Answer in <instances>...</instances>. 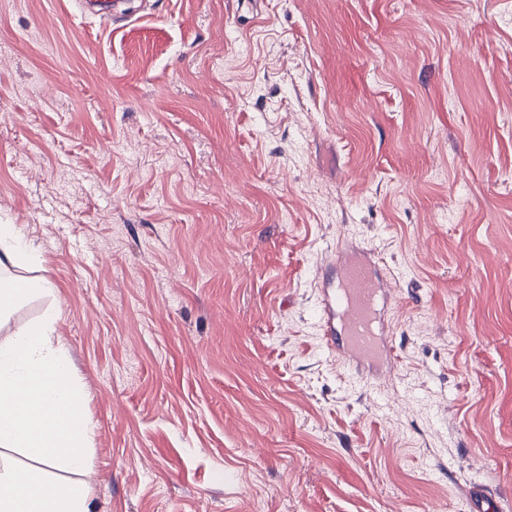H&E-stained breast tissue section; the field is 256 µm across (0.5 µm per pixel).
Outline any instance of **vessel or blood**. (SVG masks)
Listing matches in <instances>:
<instances>
[{"label": "vessel or blood", "mask_w": 512, "mask_h": 512, "mask_svg": "<svg viewBox=\"0 0 512 512\" xmlns=\"http://www.w3.org/2000/svg\"><path fill=\"white\" fill-rule=\"evenodd\" d=\"M84 12L100 22L121 26L131 12L117 0H83ZM319 282V326L325 350L348 373L364 382L367 373L393 369L391 331L384 318L388 296L375 255L349 240L337 243Z\"/></svg>", "instance_id": "obj_1"}]
</instances>
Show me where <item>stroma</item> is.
Listing matches in <instances>:
<instances>
[{
  "label": "stroma",
  "instance_id": "obj_1",
  "mask_svg": "<svg viewBox=\"0 0 512 512\" xmlns=\"http://www.w3.org/2000/svg\"><path fill=\"white\" fill-rule=\"evenodd\" d=\"M0 0V224L51 293L92 512H512V0ZM392 376L318 331L339 240ZM119 2L117 0H86L78 1L82 10L96 17L104 25L112 24L115 26L113 30H117L125 26L122 23L129 22L134 13L128 12L125 8L121 12L118 10Z\"/></svg>",
  "mask_w": 512,
  "mask_h": 512
}]
</instances>
